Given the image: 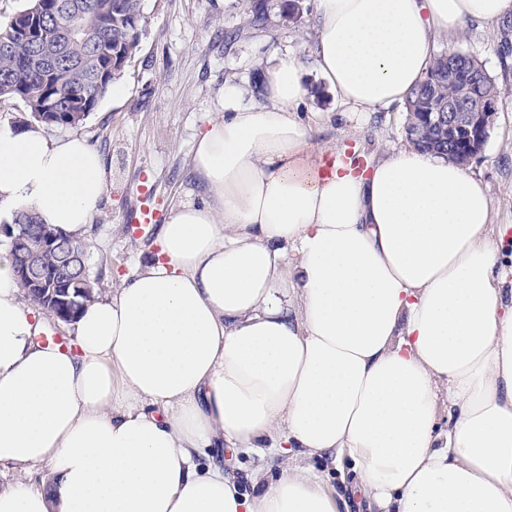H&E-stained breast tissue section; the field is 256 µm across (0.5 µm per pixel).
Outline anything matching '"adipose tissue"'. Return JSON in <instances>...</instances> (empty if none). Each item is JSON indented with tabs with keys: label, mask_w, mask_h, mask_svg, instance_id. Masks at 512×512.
Listing matches in <instances>:
<instances>
[{
	"label": "adipose tissue",
	"mask_w": 512,
	"mask_h": 512,
	"mask_svg": "<svg viewBox=\"0 0 512 512\" xmlns=\"http://www.w3.org/2000/svg\"><path fill=\"white\" fill-rule=\"evenodd\" d=\"M512 0H317L304 64L258 102L224 87L195 138L210 200L171 209L158 250L41 344L0 243V465L42 472L0 512H344L309 458L349 460L368 512H512V265L485 184L402 148L355 174L317 128L405 103L439 38ZM107 184L85 138L0 128V215L86 241ZM281 453L243 493L210 456Z\"/></svg>",
	"instance_id": "1"
}]
</instances>
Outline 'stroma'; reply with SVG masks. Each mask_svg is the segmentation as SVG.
I'll list each match as a JSON object with an SVG mask.
<instances>
[{"label":"stroma","mask_w":512,"mask_h":512,"mask_svg":"<svg viewBox=\"0 0 512 512\" xmlns=\"http://www.w3.org/2000/svg\"><path fill=\"white\" fill-rule=\"evenodd\" d=\"M262 5L267 19L248 25L253 5ZM283 0H142L145 17L139 53L121 77L127 94L121 101L103 97L78 128V135L102 156L109 179L94 218L87 249L92 273L101 277L102 294L112 292L119 277L133 274L155 248L161 221L178 203H204L205 190L191 164L197 132L221 116L225 83L255 96L267 62L274 56L307 58L315 37L316 0H303L294 19L282 11ZM237 31L234 41L225 32ZM512 30L501 25H473L462 35L442 39L439 49L478 58L501 94L495 122L482 151L467 165L489 192L493 221L512 225ZM406 110L370 113L361 130L327 129L320 144L356 149L360 159L406 145ZM151 188L144 196L140 187ZM158 210V221L132 223L141 209ZM224 466L252 493L254 471L274 478L277 458L232 449L223 451Z\"/></svg>","instance_id":"35a3bbf8"}]
</instances>
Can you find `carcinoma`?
I'll list each match as a JSON object with an SVG mask.
<instances>
[{
    "mask_svg": "<svg viewBox=\"0 0 512 512\" xmlns=\"http://www.w3.org/2000/svg\"><path fill=\"white\" fill-rule=\"evenodd\" d=\"M143 22L141 0H29L0 27V98L24 102L38 124L80 127L138 52ZM36 36L44 49L35 44ZM474 68L480 71L483 65L464 52L435 56L407 99L409 143L433 151L436 134L426 113L447 107ZM30 226L43 228L33 214H16L8 235L11 254H16L15 237ZM86 250L69 237H55V245L40 252L28 274L17 275L20 288L54 318L58 307L41 299L33 284L48 272L67 268L71 287L84 289L73 309L72 317H77L85 303L99 296V278L89 271Z\"/></svg>",
    "mask_w": 512,
    "mask_h": 512,
    "instance_id": "obj_1",
    "label": "carcinoma"
}]
</instances>
